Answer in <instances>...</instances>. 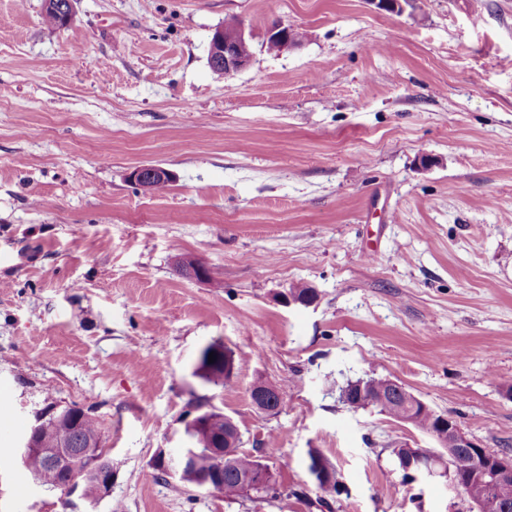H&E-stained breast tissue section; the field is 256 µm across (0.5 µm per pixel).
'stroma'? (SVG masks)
<instances>
[{"label": "stroma", "instance_id": "35a3bbf8", "mask_svg": "<svg viewBox=\"0 0 512 512\" xmlns=\"http://www.w3.org/2000/svg\"><path fill=\"white\" fill-rule=\"evenodd\" d=\"M0 0V446L45 401L92 408L112 491L92 501L0 469V512H472L404 479L411 425L344 405L401 382L512 455V0ZM243 22L245 70L208 65ZM302 34L267 49L269 27ZM428 165H420L421 156ZM174 178L147 193L129 174ZM190 255L210 271L182 276ZM317 301L286 304L292 285ZM234 376H194L201 347ZM291 386L257 411L254 383ZM231 417L287 495L229 501L156 466L198 413ZM343 492L317 495L307 452ZM67 0H57V6L54 8L48 7L43 14V21L52 27H59L64 25V19L67 22L73 20L75 16V4L76 0H68V8L66 9L67 14L65 17V10L61 8L63 5L65 8L67 6ZM156 177H161L162 179H170L171 180V173L161 167H155L151 165H144L141 167L135 168L133 171L130 172L129 178L130 180L135 183L136 185H139L144 182H148L153 180ZM170 180L166 181H154L150 183L152 186L151 192H161L165 191L170 183ZM308 471L311 472L315 469L319 472L320 485L316 489L321 493L317 497V504L322 508H330L331 504L329 498L339 496L342 492V485L338 479V474L334 464L326 458L317 448L308 450ZM326 473L325 482L322 480L321 475ZM325 484H329L324 487Z\"/></svg>", "mask_w": 512, "mask_h": 512}]
</instances>
